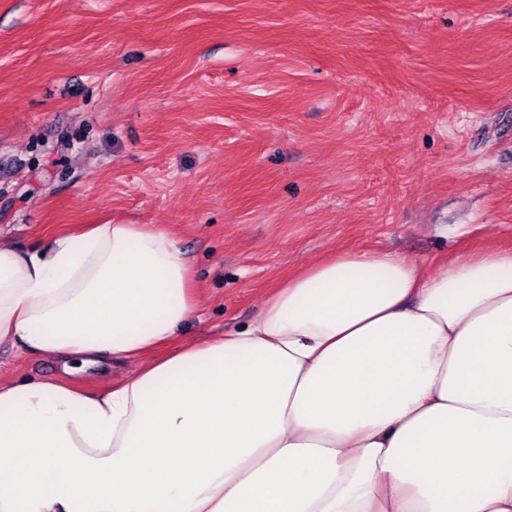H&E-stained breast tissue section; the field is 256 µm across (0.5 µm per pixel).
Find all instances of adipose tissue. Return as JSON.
I'll use <instances>...</instances> for the list:
<instances>
[{
	"label": "adipose tissue",
	"instance_id": "ef3b65f1",
	"mask_svg": "<svg viewBox=\"0 0 512 512\" xmlns=\"http://www.w3.org/2000/svg\"><path fill=\"white\" fill-rule=\"evenodd\" d=\"M199 315L159 226L0 240V346L140 364L0 381V512H512V250L343 253L244 330L183 339ZM131 370L132 367L129 365L113 364L112 373H107L104 375L96 373L88 376H80L76 379L75 383L80 385L86 391L99 392L106 389L111 384L116 383Z\"/></svg>",
	"mask_w": 512,
	"mask_h": 512
}]
</instances>
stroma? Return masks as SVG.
Masks as SVG:
<instances>
[{
  "label": "stroma",
  "instance_id": "stroma-1",
  "mask_svg": "<svg viewBox=\"0 0 512 512\" xmlns=\"http://www.w3.org/2000/svg\"><path fill=\"white\" fill-rule=\"evenodd\" d=\"M81 224L177 235L195 340L326 255L512 249V0H0V238Z\"/></svg>",
  "mask_w": 512,
  "mask_h": 512
}]
</instances>
